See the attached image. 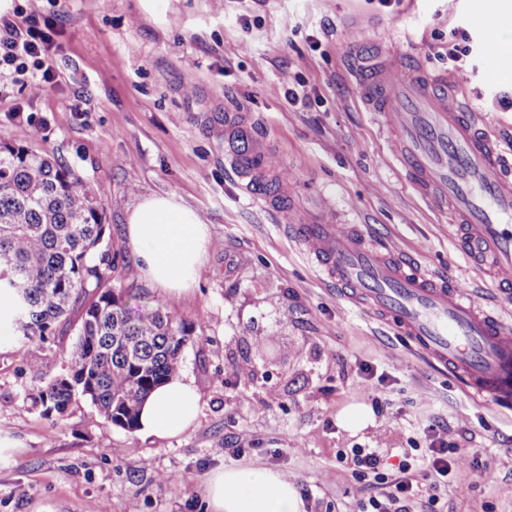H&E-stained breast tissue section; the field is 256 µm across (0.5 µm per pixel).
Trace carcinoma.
I'll return each mask as SVG.
<instances>
[{
	"label": "carcinoma",
	"instance_id": "obj_1",
	"mask_svg": "<svg viewBox=\"0 0 512 512\" xmlns=\"http://www.w3.org/2000/svg\"><path fill=\"white\" fill-rule=\"evenodd\" d=\"M101 199L35 143L0 141V315L25 342L45 343L81 309L67 366L27 361L25 400L54 423L81 396L107 424L132 432L141 406L175 378L193 331L156 303L132 312L104 245Z\"/></svg>",
	"mask_w": 512,
	"mask_h": 512
}]
</instances>
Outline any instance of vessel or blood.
<instances>
[{"mask_svg": "<svg viewBox=\"0 0 512 512\" xmlns=\"http://www.w3.org/2000/svg\"><path fill=\"white\" fill-rule=\"evenodd\" d=\"M352 73L367 111L386 131L397 169L437 210L448 212L459 249L476 273L488 272L499 301L512 299V141L477 112L447 73L434 74L383 44L356 54ZM226 139L251 138L237 112ZM236 172L262 193L276 171L261 147L236 154ZM306 253L337 288L387 320L398 334L459 374L477 397L512 404V322L482 309L448 274L371 245L358 226H340L327 207L295 227Z\"/></svg>", "mask_w": 512, "mask_h": 512, "instance_id": "1", "label": "vessel or blood"}]
</instances>
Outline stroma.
Wrapping results in <instances>:
<instances>
[{"label": "stroma", "mask_w": 512, "mask_h": 512, "mask_svg": "<svg viewBox=\"0 0 512 512\" xmlns=\"http://www.w3.org/2000/svg\"><path fill=\"white\" fill-rule=\"evenodd\" d=\"M500 0H42L55 30V80L38 96L13 83L0 94V140L38 144L102 192L106 240L127 263L124 288L159 300L195 335L180 373L200 399L195 424L159 439L104 424L76 397L62 421L25 409L27 359L64 365L75 329L18 345L0 323V512H209L205 487L219 466L283 471L304 512H358L363 483L341 454L378 449L395 469L429 424L448 428L464 459L439 489L438 512H512V407L473 396L409 337L339 297L290 238L286 211L331 200L340 219L414 256L432 273L495 296L470 271L447 215L429 209L388 161L387 144L359 101L349 70L355 41H393L427 69L448 68L453 33L469 35L459 61L477 111L512 136V57L491 56L483 20ZM298 103H289L285 90ZM24 106L26 116L16 115ZM246 112L279 166L264 209L227 161L224 115ZM172 194L209 226L197 287L170 297L144 279L123 228L142 195ZM393 402L356 388L361 368ZM372 419L349 430L343 414ZM494 477L486 479L483 470Z\"/></svg>", "instance_id": "obj_1"}]
</instances>
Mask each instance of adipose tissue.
<instances>
[{
  "label": "adipose tissue",
  "mask_w": 512,
  "mask_h": 512,
  "mask_svg": "<svg viewBox=\"0 0 512 512\" xmlns=\"http://www.w3.org/2000/svg\"><path fill=\"white\" fill-rule=\"evenodd\" d=\"M124 235L152 287L178 296L196 284L210 245L209 228L199 212L177 197L144 196L129 212ZM199 411L192 382L177 377L147 398L138 429L148 437L172 438L193 426ZM206 493L211 512H303L288 475L266 467L217 468Z\"/></svg>",
  "instance_id": "ef3b65f1"
}]
</instances>
